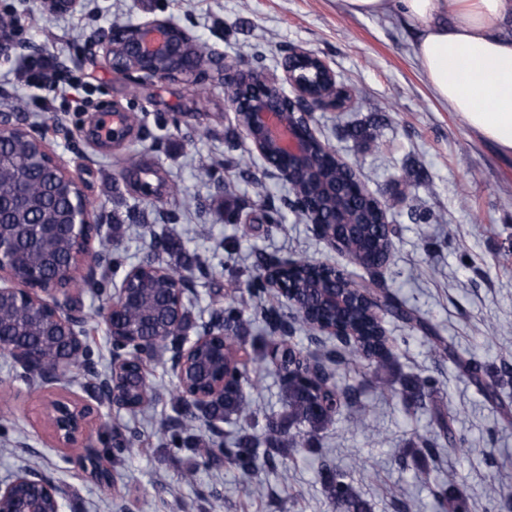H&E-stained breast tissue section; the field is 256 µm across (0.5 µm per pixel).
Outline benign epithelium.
Here are the masks:
<instances>
[{"instance_id": "benign-epithelium-1", "label": "benign epithelium", "mask_w": 512, "mask_h": 512, "mask_svg": "<svg viewBox=\"0 0 512 512\" xmlns=\"http://www.w3.org/2000/svg\"><path fill=\"white\" fill-rule=\"evenodd\" d=\"M193 41L191 34L169 18H154L122 27H114L103 37L102 44L114 70L124 75L136 72L137 80L151 78L194 81L206 66L207 59L195 56L187 58L186 46ZM281 66L283 77L279 78L264 67L237 62L224 64L218 58L215 63L224 76V85L248 91L247 96L231 95L224 99L225 108L239 115L247 114L242 125L244 136L262 160L265 169L272 172L289 188L305 186L311 196L302 200L303 209L314 215L313 197L330 201L335 207V219L324 224L309 220L316 237L331 249H336V228H356L361 220L344 208V199L351 193L370 197L380 215V222L388 223V193L379 195L369 191L359 178L357 168L347 161L342 164L350 169L352 177L343 182L328 180L318 169L319 151L327 152L338 159L336 151L320 140L315 131V114L318 112H345L350 109L352 94L342 83L336 72L318 54L300 47L288 48ZM311 60L318 65L323 78L330 80L326 91L311 90L308 82L294 74L290 61ZM291 88L286 93L284 86ZM98 254L85 251L82 258L84 282L95 283ZM142 266L131 268L124 276L120 288L112 295V304L106 312L107 319L119 311L133 310L140 306L141 299L128 284L139 276ZM192 290V283L184 281L174 288L161 307L167 309L174 304L185 306V296ZM16 298L27 304L30 314L37 319L48 316L54 335L41 339L37 346L6 342L0 338V355L8 356L20 369L24 378H37L49 385L44 398V409L51 432V447L67 450L66 460L78 464L85 476L103 489L110 490L114 479L108 474V459L100 447L111 440L104 431L100 406L106 404L117 410L132 407L118 377L128 366L125 353V337L116 331L110 332L112 345V371L101 383V394L81 397L64 385L63 377L70 366L83 354L80 323L83 316L77 307V292L72 288H60L59 282L39 284L36 279L26 285L18 284L12 277L9 265L0 253V300ZM171 334L164 340L156 337L139 341L140 349L153 354L161 349L169 354L170 369L177 379H183L197 348L203 344L217 345L223 340L224 325L214 319L195 336L179 330V319H170ZM53 356L54 370L47 372L44 364ZM224 389V380L215 382L204 390L193 389L189 402L201 409L218 398ZM66 492L55 481L31 470L14 474L7 482H0V512H45L48 502L62 505Z\"/></svg>"}]
</instances>
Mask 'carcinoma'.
<instances>
[{
  "instance_id": "cac0c4a2",
  "label": "carcinoma",
  "mask_w": 512,
  "mask_h": 512,
  "mask_svg": "<svg viewBox=\"0 0 512 512\" xmlns=\"http://www.w3.org/2000/svg\"><path fill=\"white\" fill-rule=\"evenodd\" d=\"M383 118H375L368 125L354 126L350 136L368 149L379 137ZM46 152L41 138L25 129H18L5 137L0 145V225L9 244L8 262L13 277L19 281L29 278L31 264L41 261L42 277L53 279L59 270L80 267L86 242L79 236H64L41 244L38 224L44 216H51L58 224L74 222V208L82 199V188L73 178L52 164L41 170L29 166V158ZM27 186L24 203L16 202L17 190ZM353 207L361 212L366 224L357 241L338 240L337 251H346L361 259V250H369L376 262L385 265L397 229L390 224L376 223L370 201L364 197L353 199ZM176 248L175 242L163 233L153 234L148 259L156 260ZM267 257L261 255L246 280L249 295L265 293L264 277ZM166 276L158 278L145 272L134 282L142 293L160 302L172 284L195 274L196 257L182 252L180 259L164 266ZM279 279L294 287L300 307L288 313L286 307L261 306L258 315L264 323L265 335L251 333L245 318L249 308L244 298L234 300L220 309L216 316L224 322V350L241 348L248 352L252 368L239 365L224 355V399L204 412L190 407L185 389L178 384L171 395L173 411L180 418L174 426L163 429L170 451L197 450L198 436L195 423L222 418L237 427L229 442L208 446L200 453L206 466L224 464L237 471L243 479L242 491L263 471L297 459L313 451L318 435L333 427L339 417L348 414L349 423L366 432L370 424L360 412L363 383L350 384L343 380L341 370L362 362L371 371L367 382L386 397L399 402L407 411H421L429 417V428L416 436L413 446L398 450L399 459L407 457L424 467L425 483L430 485L434 512H470V494L459 479L455 462L445 459L444 444L464 451V439L455 434L456 415L437 403L436 381L430 375H404L398 368L394 341L386 336L381 321L361 301H352L350 309L340 314L322 306L323 291L340 280L339 271L316 259L300 254L292 262L276 270ZM356 286L378 298L383 317L402 323L408 330L422 334L434 357L439 361L451 359L499 415L504 429H512V402L503 394V378L512 373L509 368L489 370L471 355L463 358L453 346L438 335L433 325L406 305L395 293L372 277L356 281ZM0 317L6 320L0 327V336L9 340L19 332L10 320L23 321L27 313L12 309L9 304L0 307ZM291 321V331H303L309 343L317 346L311 351L295 343L283 341L275 358L268 354L267 338L274 336L275 323ZM120 324L134 336H157L166 331L164 314L148 320L131 312ZM274 372L280 383L281 396L286 406L283 414L271 413L259 422L249 407L245 389L256 390L268 372ZM137 435H112V447L107 452L112 462L119 463L139 450ZM500 465L486 478V494L495 512H512V481L502 473ZM318 473L331 512H372L371 501L354 486L351 473L336 468L326 456L318 457Z\"/></svg>"
}]
</instances>
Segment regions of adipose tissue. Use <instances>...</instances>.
<instances>
[{
	"label": "adipose tissue",
	"mask_w": 512,
	"mask_h": 512,
	"mask_svg": "<svg viewBox=\"0 0 512 512\" xmlns=\"http://www.w3.org/2000/svg\"><path fill=\"white\" fill-rule=\"evenodd\" d=\"M422 26L415 57L434 97L512 155V0H400Z\"/></svg>",
	"instance_id": "ef3b65f1"
}]
</instances>
